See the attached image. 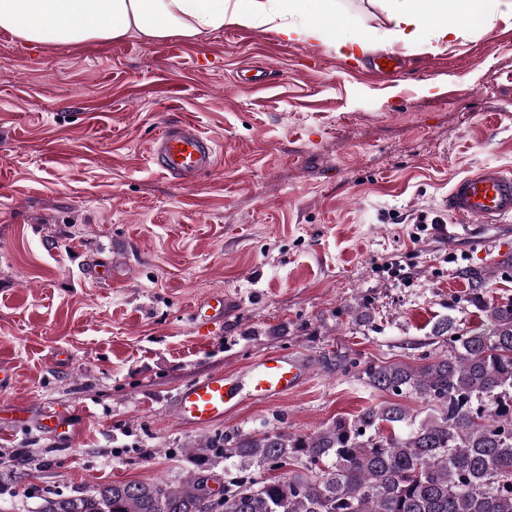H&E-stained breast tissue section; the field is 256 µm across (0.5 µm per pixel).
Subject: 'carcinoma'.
<instances>
[{
    "label": "carcinoma",
    "instance_id": "obj_1",
    "mask_svg": "<svg viewBox=\"0 0 512 512\" xmlns=\"http://www.w3.org/2000/svg\"><path fill=\"white\" fill-rule=\"evenodd\" d=\"M487 322L434 327L442 350L426 361L351 362L358 377L395 400L340 417L310 434L226 431L190 450L203 471L219 464L279 476L224 485L222 512H512V298L487 304L493 272H460ZM419 397L423 418L396 399ZM209 488L194 475L112 484L47 498L39 512H204Z\"/></svg>",
    "mask_w": 512,
    "mask_h": 512
}]
</instances>
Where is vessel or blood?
<instances>
[{"label": "vessel or blood", "mask_w": 512, "mask_h": 512, "mask_svg": "<svg viewBox=\"0 0 512 512\" xmlns=\"http://www.w3.org/2000/svg\"><path fill=\"white\" fill-rule=\"evenodd\" d=\"M219 145L204 134L191 116L165 125L153 139L150 158L157 168L189 184L215 165ZM454 221L445 225L448 238H470L474 225L512 222V172L495 165L480 167L457 180L445 203ZM228 301L212 294L192 310L196 322L223 320ZM309 375L307 363L298 357L272 354L251 362L245 369L212 372L182 386L175 399L177 422L185 427L205 429L223 422L243 399L273 403L299 388ZM43 430L56 437L73 436L68 413L51 412L41 420Z\"/></svg>", "instance_id": "obj_1"}]
</instances>
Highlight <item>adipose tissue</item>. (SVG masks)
Returning <instances> with one entry per match:
<instances>
[{"label": "adipose tissue", "mask_w": 512, "mask_h": 512, "mask_svg": "<svg viewBox=\"0 0 512 512\" xmlns=\"http://www.w3.org/2000/svg\"><path fill=\"white\" fill-rule=\"evenodd\" d=\"M390 41L429 48L462 36L476 14L512 16V0H383ZM227 26L264 27L290 42L323 44L344 59L372 40L336 10V0H0V28L34 44L108 42L130 35L193 39Z\"/></svg>", "instance_id": "1"}]
</instances>
